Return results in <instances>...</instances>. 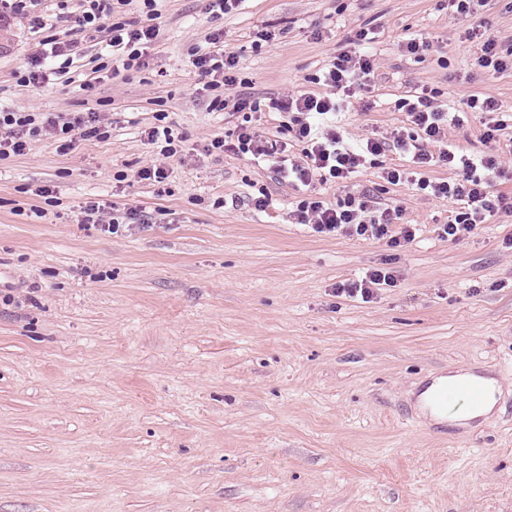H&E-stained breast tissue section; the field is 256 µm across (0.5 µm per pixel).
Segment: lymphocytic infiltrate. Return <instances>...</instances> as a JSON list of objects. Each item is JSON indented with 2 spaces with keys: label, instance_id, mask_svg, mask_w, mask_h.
I'll use <instances>...</instances> for the list:
<instances>
[{
  "label": "lymphocytic infiltrate",
  "instance_id": "lymphocytic-infiltrate-1",
  "mask_svg": "<svg viewBox=\"0 0 512 512\" xmlns=\"http://www.w3.org/2000/svg\"><path fill=\"white\" fill-rule=\"evenodd\" d=\"M77 2L78 29L106 34L96 57L97 73L112 79L143 67L146 49L156 45L162 36L156 22L157 0H139L143 14L139 21L125 17V8L132 0ZM12 14L24 17L30 28L44 33L32 50L28 67L18 71V82L39 88L70 74L75 58L80 55L76 42L47 33L49 16L37 10L35 0H0V20ZM467 37L479 46L475 59L478 68L493 74L512 71V52L499 50L495 39L481 26H471ZM371 41L368 32H357L356 50L338 53L314 76V83L328 87V94L298 92L262 100L245 93L227 96V89L238 82L239 60L234 53L225 51L223 30L210 33L205 47L194 50L193 65L205 79L203 88L211 93L214 109L236 115L237 124L232 139L214 138L203 146V154L217 156L229 151L267 161L278 181L303 190L304 196L292 217L318 234L384 239L392 247L413 241L415 233L411 226H404L397 233L392 230L399 210L371 206L365 196L351 193L333 204L316 190L320 183L349 182L368 160L389 151L397 152L403 162L385 169L383 177L388 183L396 185L411 180L425 195L455 204L448 224L441 227V237L459 240L494 214L511 212L512 197L491 191L490 176L499 167L500 137L507 127L499 117L500 105L493 97L471 94L458 105L447 107L438 104L434 93L424 89L398 102L399 109L406 112L415 127L413 134L395 133L388 138L367 137L356 142L345 137L341 125L344 98L374 73V59L368 50ZM265 112L279 114L281 130L302 143L300 158L288 155L286 143L260 135L255 122ZM473 112L484 116L483 141L487 150L479 155L467 154L459 146L442 141L444 126H463ZM111 130V122L97 112L66 117L0 108V159L26 154L32 141L40 136L54 139L59 151L66 153L84 141L109 139ZM143 138L162 156L163 162L141 168L137 177L142 181L164 182L169 177L167 163L181 157L185 138L169 126L148 128ZM436 164L455 170L456 178L435 181L422 176V169ZM147 221L144 210L122 208L113 202L92 201L84 208V224L97 226L104 233L115 234L123 226Z\"/></svg>",
  "mask_w": 512,
  "mask_h": 512
}]
</instances>
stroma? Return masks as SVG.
I'll return each mask as SVG.
<instances>
[{
  "instance_id": "1",
  "label": "stroma",
  "mask_w": 512,
  "mask_h": 512,
  "mask_svg": "<svg viewBox=\"0 0 512 512\" xmlns=\"http://www.w3.org/2000/svg\"><path fill=\"white\" fill-rule=\"evenodd\" d=\"M163 36L145 65L85 93L19 86L39 40L0 22V106L112 120L105 141L61 153L34 140L0 160V512H512V212L441 238L454 206L387 183L398 153L365 164L326 200L369 193L416 227L401 248L320 236L289 214L301 198L269 168L200 152L234 119L212 109L190 51L217 28L257 97L313 90L312 76L375 32V76L342 124L359 138L408 132L401 97L491 96L512 114V73L475 64L483 24L512 49V0L472 17L445 0H242L212 19L202 0H159ZM274 31L255 47L258 30ZM430 44L408 54L407 36ZM186 138L163 183L139 180L145 129ZM55 185L53 201L35 196ZM265 189L259 212L246 198ZM152 212L119 235L84 225L89 202ZM394 285L336 293L362 272ZM466 368L499 380L470 428L425 417L427 380ZM392 271L384 268L369 270L363 277L350 283H342L336 286V293L347 295L351 298L360 297L363 301L369 302L377 295L382 286H392L394 283Z\"/></svg>"
}]
</instances>
